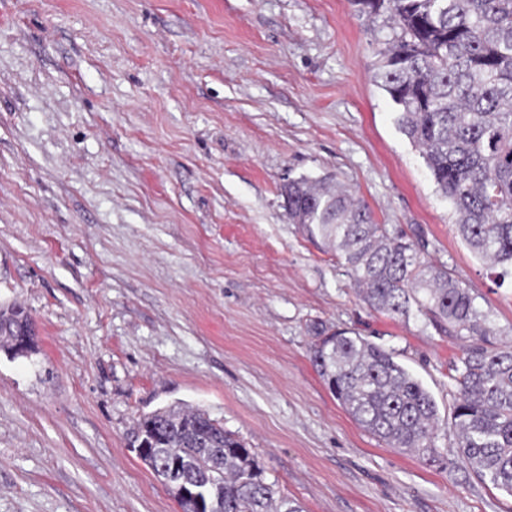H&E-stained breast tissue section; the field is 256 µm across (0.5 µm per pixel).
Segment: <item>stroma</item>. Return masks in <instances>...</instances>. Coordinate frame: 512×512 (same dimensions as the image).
I'll list each match as a JSON object with an SVG mask.
<instances>
[{
	"label": "stroma",
	"mask_w": 512,
	"mask_h": 512,
	"mask_svg": "<svg viewBox=\"0 0 512 512\" xmlns=\"http://www.w3.org/2000/svg\"><path fill=\"white\" fill-rule=\"evenodd\" d=\"M393 31L350 0H0V512H181L132 445L206 412L304 512H512L454 460L466 337L373 310L291 223L282 186L338 185L425 245L512 346V285L375 78ZM392 350L433 395V459L360 427L310 360L320 336Z\"/></svg>",
	"instance_id": "35a3bbf8"
}]
</instances>
